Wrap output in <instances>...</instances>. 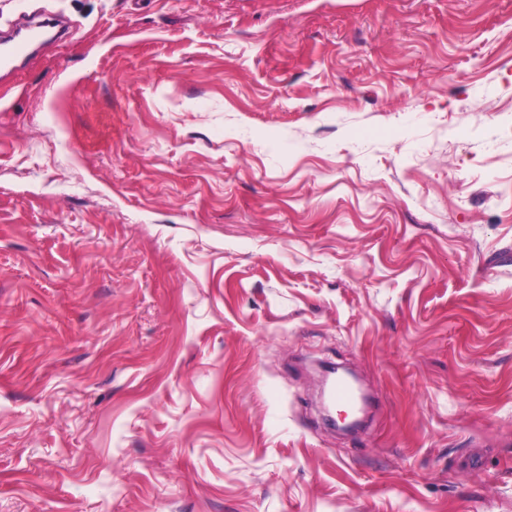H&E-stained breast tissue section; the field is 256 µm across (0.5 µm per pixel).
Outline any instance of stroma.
<instances>
[{
	"instance_id": "obj_1",
	"label": "stroma",
	"mask_w": 512,
	"mask_h": 512,
	"mask_svg": "<svg viewBox=\"0 0 512 512\" xmlns=\"http://www.w3.org/2000/svg\"><path fill=\"white\" fill-rule=\"evenodd\" d=\"M36 12L69 37L0 81V512H512V0L0 32ZM332 402L342 408H352L356 404L357 395L354 387L345 379L337 378L329 390Z\"/></svg>"
}]
</instances>
